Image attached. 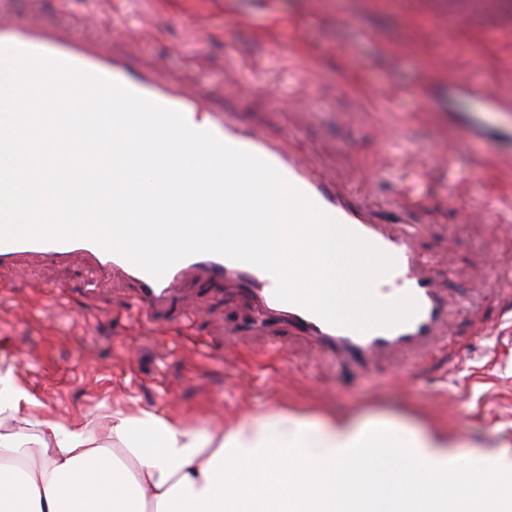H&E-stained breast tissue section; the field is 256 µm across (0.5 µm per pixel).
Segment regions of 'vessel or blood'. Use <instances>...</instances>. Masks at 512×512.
Here are the masks:
<instances>
[{
  "instance_id": "b4317fda",
  "label": "vessel or blood",
  "mask_w": 512,
  "mask_h": 512,
  "mask_svg": "<svg viewBox=\"0 0 512 512\" xmlns=\"http://www.w3.org/2000/svg\"><path fill=\"white\" fill-rule=\"evenodd\" d=\"M0 45L55 57L118 82L138 95L181 112L192 128L211 131L226 144L266 160L318 207L392 255L396 267L386 277L392 285L391 295L395 298L411 295L418 311L402 325L357 333L330 325L297 304L277 299L276 279L255 265L202 253L176 262L157 279L125 257L108 252L88 239L0 242L1 272H19L33 258L65 262L82 257L99 273L119 270L135 281L139 311L148 316L155 308L168 304L184 272L199 268L210 277L240 287L259 308L262 321L285 322L337 363L361 370L369 369L382 357L424 354L442 336L456 301L445 295L428 275L425 262L417 254L413 243L417 229L404 219L405 200L396 202L388 222H379L355 197L340 191L329 173L314 167L306 155L287 150L281 140L261 130L244 128L234 113L212 110L202 95L171 85L161 74L131 75L125 58L103 57L77 34L44 27L37 18L20 22L0 16Z\"/></svg>"
}]
</instances>
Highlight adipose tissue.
Segmentation results:
<instances>
[{
	"label": "adipose tissue",
	"mask_w": 512,
	"mask_h": 512,
	"mask_svg": "<svg viewBox=\"0 0 512 512\" xmlns=\"http://www.w3.org/2000/svg\"><path fill=\"white\" fill-rule=\"evenodd\" d=\"M0 372V512H512V444L273 411L227 430L138 412L21 420Z\"/></svg>",
	"instance_id": "adipose-tissue-1"
}]
</instances>
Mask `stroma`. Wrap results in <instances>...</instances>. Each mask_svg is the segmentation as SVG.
I'll return each mask as SVG.
<instances>
[{"instance_id": "obj_1", "label": "stroma", "mask_w": 512, "mask_h": 512, "mask_svg": "<svg viewBox=\"0 0 512 512\" xmlns=\"http://www.w3.org/2000/svg\"><path fill=\"white\" fill-rule=\"evenodd\" d=\"M472 0H0V14L37 16L75 32L132 73L155 71L193 90L242 126L286 134L289 149L334 172L337 185L379 220L403 187L408 220L422 227L417 252L451 296L448 339L468 336L473 309L495 314L477 274L512 280V241L460 205L493 206L512 223V112L455 101V117L422 109L448 85H493L512 99V17L491 22ZM457 15L454 27L439 14ZM438 68L432 94L422 74ZM390 88L392 98L375 97ZM453 147L449 162L436 159ZM135 284L122 274L37 258L20 276L0 274V370L30 395L21 412L91 419L101 406L145 409L206 433L272 410L315 419L326 411L434 421L464 443L512 442V320L473 341L449 367L434 346L427 360L379 359L348 370L284 324L252 333L254 311L236 289L206 273L185 277L154 322L139 319Z\"/></svg>"}]
</instances>
